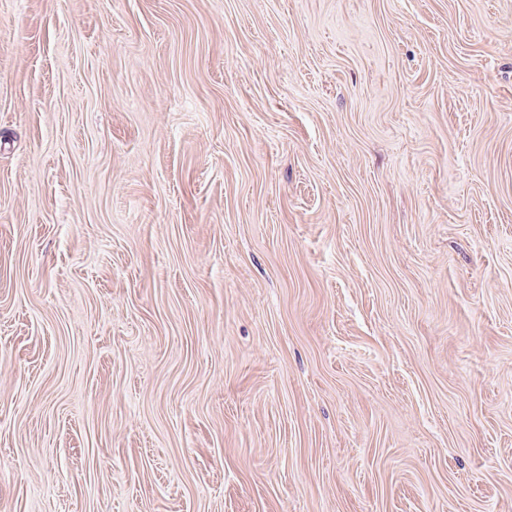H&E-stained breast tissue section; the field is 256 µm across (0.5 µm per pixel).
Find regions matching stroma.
I'll return each mask as SVG.
<instances>
[{
    "mask_svg": "<svg viewBox=\"0 0 512 512\" xmlns=\"http://www.w3.org/2000/svg\"><path fill=\"white\" fill-rule=\"evenodd\" d=\"M0 512H512V0H0Z\"/></svg>",
    "mask_w": 512,
    "mask_h": 512,
    "instance_id": "35a3bbf8",
    "label": "stroma"
}]
</instances>
